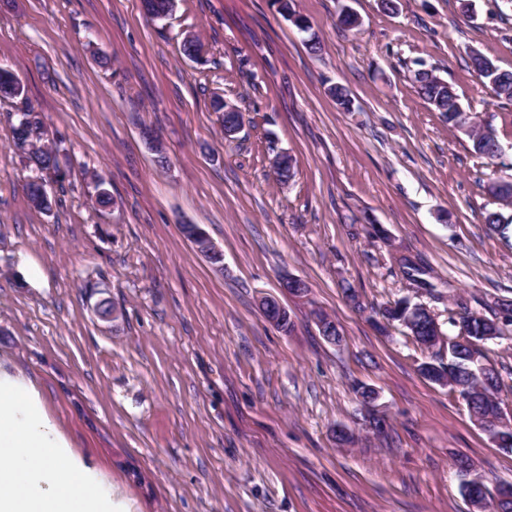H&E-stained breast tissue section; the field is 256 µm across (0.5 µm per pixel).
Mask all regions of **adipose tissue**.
Listing matches in <instances>:
<instances>
[{"label": "adipose tissue", "mask_w": 512, "mask_h": 512, "mask_svg": "<svg viewBox=\"0 0 512 512\" xmlns=\"http://www.w3.org/2000/svg\"><path fill=\"white\" fill-rule=\"evenodd\" d=\"M32 384L0 373V512H112L118 487L93 483Z\"/></svg>", "instance_id": "ef3b65f1"}]
</instances>
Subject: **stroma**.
<instances>
[{"instance_id":"stroma-1","label":"stroma","mask_w":512,"mask_h":512,"mask_svg":"<svg viewBox=\"0 0 512 512\" xmlns=\"http://www.w3.org/2000/svg\"><path fill=\"white\" fill-rule=\"evenodd\" d=\"M344 4L357 29L339 24ZM470 4L399 0L392 13L380 0H296L305 33L275 0H175L155 21L141 0H0V68L23 87L0 99V368L33 384L129 512H475L461 456L490 492L512 484V452L418 370L446 349L375 324L376 308L403 297L443 327L457 297L490 319L512 300V244L483 222L512 216L487 191L512 180V101L469 62L475 50L512 71V0ZM189 35L200 59L182 52ZM421 63L495 131L497 165L416 93ZM218 97L244 115L234 140ZM29 107L63 174L47 211L29 202L31 171L11 146ZM280 151L294 165L285 185ZM100 183L110 207L96 204ZM186 224L222 250L223 268ZM404 256L422 275H407ZM287 274L308 298L282 294ZM265 296L291 331L265 319ZM103 302L115 321L99 317ZM317 310L341 344L323 338ZM484 352L512 412V327ZM357 385L377 392L372 408ZM183 232L189 239L192 234L190 241L196 247L197 251L206 256L210 260L220 259L223 257L221 250L210 240L205 231L197 224L192 228L188 224L183 226ZM191 233V234H190Z\"/></svg>"}]
</instances>
